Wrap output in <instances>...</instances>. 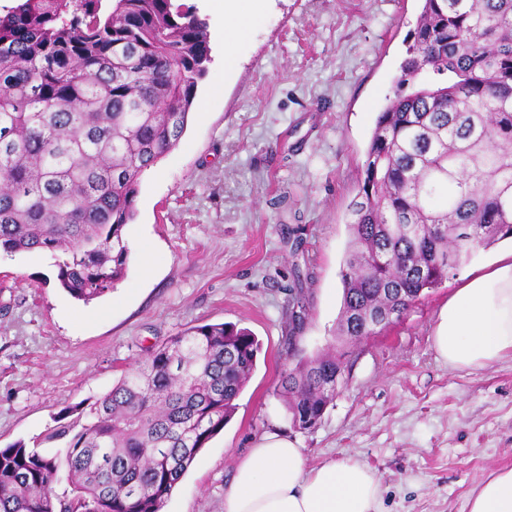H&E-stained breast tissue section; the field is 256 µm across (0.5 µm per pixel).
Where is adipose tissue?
<instances>
[{
	"instance_id": "1",
	"label": "adipose tissue",
	"mask_w": 512,
	"mask_h": 512,
	"mask_svg": "<svg viewBox=\"0 0 512 512\" xmlns=\"http://www.w3.org/2000/svg\"><path fill=\"white\" fill-rule=\"evenodd\" d=\"M433 344L452 369L512 355V250L463 276L438 313ZM380 495V479L366 464L348 459L310 468L294 439L271 432L238 462L224 512H378ZM469 512H512L511 467L492 473Z\"/></svg>"
}]
</instances>
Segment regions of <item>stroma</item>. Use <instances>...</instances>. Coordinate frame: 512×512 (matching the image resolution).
<instances>
[{
    "label": "stroma",
    "instance_id": "stroma-1",
    "mask_svg": "<svg viewBox=\"0 0 512 512\" xmlns=\"http://www.w3.org/2000/svg\"><path fill=\"white\" fill-rule=\"evenodd\" d=\"M185 2L212 47L205 109L140 178L123 278L85 305L59 287L49 253L0 251V447L64 450L51 433L72 407L102 398L168 336L232 323L257 337L256 367L162 512H223L236 463L276 429L308 466L352 457L372 468L382 512H469L487 477L512 466V356L474 370L437 358L432 327L459 277L376 335L335 338L344 215L422 0H263L230 46L223 14ZM298 296L305 322L293 335ZM328 350L343 362L336 397L316 427L295 428L280 379Z\"/></svg>",
    "mask_w": 512,
    "mask_h": 512
}]
</instances>
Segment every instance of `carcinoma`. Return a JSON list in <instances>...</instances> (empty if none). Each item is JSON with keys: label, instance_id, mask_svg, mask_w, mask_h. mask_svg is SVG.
Masks as SVG:
<instances>
[{"label": "carcinoma", "instance_id": "1", "mask_svg": "<svg viewBox=\"0 0 512 512\" xmlns=\"http://www.w3.org/2000/svg\"><path fill=\"white\" fill-rule=\"evenodd\" d=\"M422 2L349 208L344 343L512 237V0ZM211 62L207 24L181 0H19L0 14V251L51 252L86 304L111 291L140 177L179 142ZM259 350L232 324L168 337L51 434L71 436L63 456L0 448V512H161ZM340 370L328 351L282 377L294 426L318 424Z\"/></svg>", "mask_w": 512, "mask_h": 512}]
</instances>
